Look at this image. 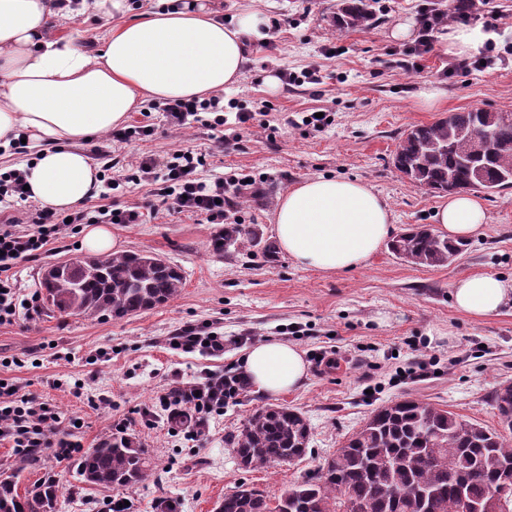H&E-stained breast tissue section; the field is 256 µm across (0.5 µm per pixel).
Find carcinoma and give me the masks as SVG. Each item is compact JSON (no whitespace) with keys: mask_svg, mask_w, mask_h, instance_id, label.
I'll return each mask as SVG.
<instances>
[{"mask_svg":"<svg viewBox=\"0 0 512 512\" xmlns=\"http://www.w3.org/2000/svg\"><path fill=\"white\" fill-rule=\"evenodd\" d=\"M373 15L368 0H340L339 30L366 28ZM492 132L493 151L462 159L450 146L473 134ZM395 167L411 182L432 192L512 189V118L484 109L452 112L431 124L409 128L394 155ZM246 245L271 253L255 231L224 225L212 251L227 255ZM463 243L435 235L426 225L408 229L392 241V253L425 267L448 265ZM181 269L157 254H102L50 266L42 278L44 302L61 315L122 319L176 298ZM500 415L512 413V386L494 392ZM310 441L306 417L285 405L262 406L233 439L239 464L255 468L304 457ZM155 466L148 451L125 433L99 441L74 464L78 480L89 486L129 491ZM512 467V441L446 409L404 398L376 409L311 478L271 497L242 483L224 493L215 512H465V503L489 512L505 469ZM59 485L46 479L26 495L16 482L0 480V512H56Z\"/></svg>","mask_w":512,"mask_h":512,"instance_id":"obj_1","label":"carcinoma"}]
</instances>
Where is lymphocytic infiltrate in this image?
Masks as SVG:
<instances>
[{
	"mask_svg": "<svg viewBox=\"0 0 512 512\" xmlns=\"http://www.w3.org/2000/svg\"><path fill=\"white\" fill-rule=\"evenodd\" d=\"M442 25V16L433 8L422 9L418 17L417 36L403 51L400 60L408 72H419L420 57L433 49L434 35ZM223 94L199 100L170 99L151 102L142 121L109 133L105 143L93 146L94 159L111 157L112 146L140 140L155 133L154 113H162L168 126L175 130L202 124L209 128L230 127L237 131L253 120L250 112H236L234 119L223 115ZM129 179L134 184L154 187L161 204L169 211L187 216H203L212 224L223 223L234 206L235 198L250 195L256 179L245 174L208 176L207 156L189 149L169 153L165 162L141 156L129 165ZM25 173L13 168L0 173V325L14 323L21 313H33L36 296L23 293L14 270L24 260L45 252L47 246L64 238L70 224H143L154 218L158 205L121 207L110 203L111 179H104L99 203L81 205L61 214L45 206L30 203L25 189ZM177 350L185 353L203 351L212 356L224 353V337L209 326L185 323L171 334ZM242 373L227 371L223 376L203 382L188 381L176 386L161 399L168 409V419L180 424L189 412H196V426H204L210 414L222 413L225 405L238 401L246 390ZM65 423L54 406L19 394L17 387L0 380V443L10 444L27 455L37 448L51 449L64 460L80 450L79 442L66 438Z\"/></svg>",
	"mask_w": 512,
	"mask_h": 512,
	"instance_id": "obj_1",
	"label": "lymphocytic infiltrate"
}]
</instances>
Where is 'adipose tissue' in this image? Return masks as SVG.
<instances>
[{"mask_svg":"<svg viewBox=\"0 0 512 512\" xmlns=\"http://www.w3.org/2000/svg\"><path fill=\"white\" fill-rule=\"evenodd\" d=\"M54 0H0V146L26 135L43 143L27 171L32 200L69 212L94 195L100 171L80 150L83 141L125 124L145 99L205 97L238 83L246 40L261 38L258 12L225 24L204 0H156L150 13L127 19V0H96L112 28L96 53L76 37L50 32L63 17L83 14L85 0L66 10ZM436 232L467 240L487 220L467 193L441 200ZM393 215L374 187L359 179L309 177L290 187L273 213L281 250L298 266L352 271L392 237ZM454 306L477 318L512 305V279L468 274L452 288ZM260 393L275 397L301 385L307 363L297 345L255 344L241 361Z\"/></svg>","mask_w":512,"mask_h":512,"instance_id":"1","label":"adipose tissue"}]
</instances>
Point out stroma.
I'll return each mask as SVG.
<instances>
[{"label": "stroma", "instance_id": "stroma-1", "mask_svg": "<svg viewBox=\"0 0 512 512\" xmlns=\"http://www.w3.org/2000/svg\"><path fill=\"white\" fill-rule=\"evenodd\" d=\"M225 24L248 10L282 21L274 45L253 46L238 84L224 91L245 111H264L277 129L267 137L250 125L239 138L218 143L217 133L199 126L170 131L146 141L115 146L112 191L122 206L149 201L147 187L125 182V165L139 155L160 159L169 150L209 153L216 171L263 176V193L240 204L236 216L270 240L278 197L296 182L314 176L357 178L387 201L396 232L415 224H434L438 194L411 183L393 165L403 132L451 112L471 108L512 111V55L483 72L452 68L444 33L422 69H402L404 39L392 37L401 23L416 24L432 0H371L374 20L362 30L339 31L338 0H219ZM109 28L98 14L64 19L58 33L76 36L97 50ZM341 46L336 56L328 45ZM319 70L322 82L291 90L269 89L268 74L279 69ZM440 90L435 103L422 94ZM326 111L330 126L293 125L299 113ZM488 221L455 261L443 267L411 266L381 246L364 267L340 273L304 269L282 252L245 249L219 256L210 249L220 224L160 210L145 224H115L125 251H147L179 266L184 275L172 301L136 316H60L38 311L0 326V378L21 393L50 403L63 419L79 420L73 440L92 448L127 423L128 434L156 464L152 475L126 497L130 512H155L158 498L179 503V512H214L217 501L246 483L268 495L314 475L324 460L356 432L380 405L414 397L465 419L502 431L492 395L512 382V306L496 317L476 319L452 305L451 288L460 277L494 272L512 278V189L482 195ZM81 227L58 240L52 251L18 265L21 288L40 289L44 271L57 262L87 257ZM186 322L209 323L224 335L220 356L186 354L168 344L170 333ZM253 342L279 339L300 347L307 363L304 383L271 398L256 390L211 415L205 433L189 440L173 429L159 403L175 381H202L238 368ZM427 367L407 374L415 360ZM296 408L306 417L311 438L306 457L294 463L244 468L230 444L246 418L269 404ZM18 454L0 445V479L16 475L19 491L44 479L59 482L58 512H109L113 493L79 483L70 461L52 451L38 453L25 467Z\"/></svg>", "mask_w": 512, "mask_h": 512}]
</instances>
